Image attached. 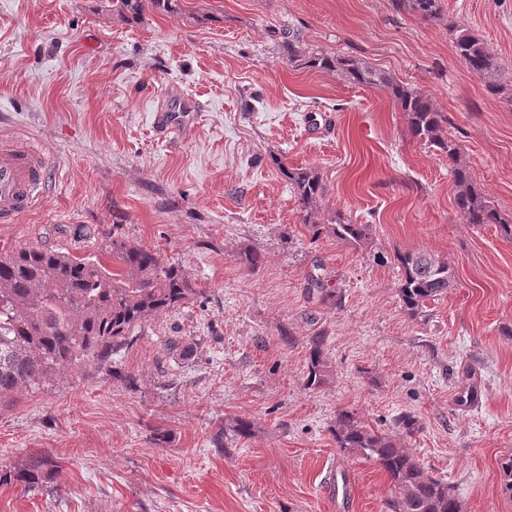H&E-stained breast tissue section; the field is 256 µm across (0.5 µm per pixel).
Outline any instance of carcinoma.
I'll list each match as a JSON object with an SVG mask.
<instances>
[{
	"label": "carcinoma",
	"mask_w": 512,
	"mask_h": 512,
	"mask_svg": "<svg viewBox=\"0 0 512 512\" xmlns=\"http://www.w3.org/2000/svg\"><path fill=\"white\" fill-rule=\"evenodd\" d=\"M179 0H112L119 12L139 15L145 8L173 11ZM443 0H392L398 13L423 19L442 16ZM456 55L468 71L480 78L498 73L496 58L476 37L465 30L452 32ZM288 61L319 69L336 68L326 56L302 61L297 40L290 39ZM347 73L360 85L385 83L406 112L411 133L454 162V203L465 223L496 224L504 237L512 239V222L486 200L474 184L469 170L457 162L460 145L443 136L448 115L438 111L431 99L417 91L386 80L372 67L358 61L344 62ZM280 172L294 185L306 212L305 224L317 237L331 232L343 243L362 250L372 239L373 225L353 224L336 216L331 224L315 221V206L322 193L317 174L311 169ZM111 259L106 265L95 256L76 257L54 249L29 245L0 250V403L12 402L22 388L39 385L57 371L79 367L84 371H112V377L131 384L134 376L113 370L112 354L127 344L134 328L143 321L185 302L193 293L182 269L168 264L155 251L128 243L119 235L101 244ZM390 261L401 272L398 297L411 317L425 304L448 292L454 273L448 263L426 252L397 251ZM118 270H112V266ZM308 299L336 302V292L320 278L309 276ZM327 332L309 337V361L305 386L318 388L331 378L324 354ZM336 447L374 461L389 477L396 495L387 503L388 512H461L453 486L430 475L405 448L391 437L366 425L348 410L336 415L333 429ZM58 465L47 456L31 458L24 468L0 475V484L17 483L36 489L54 478Z\"/></svg>",
	"instance_id": "obj_1"
}]
</instances>
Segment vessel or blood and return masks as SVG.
I'll list each match as a JSON object with an SVG mask.
<instances>
[{"label":"vessel or blood","instance_id":"1","mask_svg":"<svg viewBox=\"0 0 512 512\" xmlns=\"http://www.w3.org/2000/svg\"><path fill=\"white\" fill-rule=\"evenodd\" d=\"M44 158L17 148H0V222L14 223L40 196L46 177Z\"/></svg>","mask_w":512,"mask_h":512}]
</instances>
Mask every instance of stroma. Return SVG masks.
Instances as JSON below:
<instances>
[{
    "mask_svg": "<svg viewBox=\"0 0 512 512\" xmlns=\"http://www.w3.org/2000/svg\"><path fill=\"white\" fill-rule=\"evenodd\" d=\"M441 19L391 0H181L137 18L112 0H0V143L45 155L36 206L0 246L108 262L113 231L179 265L189 300L112 356L133 384L68 369L0 409V472L47 455L43 489L0 484V512H384L382 469L337 448L349 410L452 485L462 512H512V239L464 223L453 164L409 131L384 85L299 68L284 52L356 59L448 115L482 195L512 220V103L457 57L468 30L512 82V0H444ZM182 111L168 134L156 111ZM317 172L316 219L373 227L363 250L313 237L280 167ZM397 251L446 261L447 294L409 317ZM255 252L248 271L241 254ZM337 304L305 295L307 278ZM327 330L332 378L307 388V339ZM178 339L187 354L168 352ZM478 400L465 404L463 368ZM237 417L250 437L212 438ZM165 442H157V432Z\"/></svg>",
    "mask_w": 512,
    "mask_h": 512,
    "instance_id": "35a3bbf8",
    "label": "stroma"
}]
</instances>
